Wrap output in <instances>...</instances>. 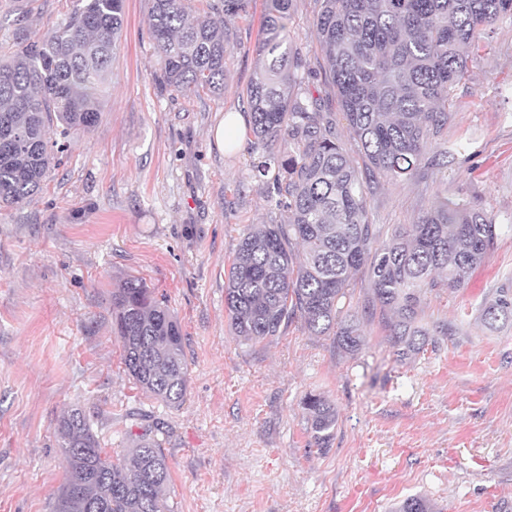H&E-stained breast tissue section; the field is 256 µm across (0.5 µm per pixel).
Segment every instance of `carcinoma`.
<instances>
[{"mask_svg": "<svg viewBox=\"0 0 512 512\" xmlns=\"http://www.w3.org/2000/svg\"><path fill=\"white\" fill-rule=\"evenodd\" d=\"M291 0H264L257 68L246 87L256 171L272 167V189L285 224H251L229 265L224 308L234 335L262 342L294 318L336 348L360 353L366 335L345 310L353 277L372 280L363 307L378 318L403 361L435 344L423 323V297L459 288L492 250L500 225L464 198L437 195L418 223L385 230L367 217L368 193L381 179L409 180L425 160L429 137L448 124L452 89L468 72L483 31L512 19V0H321L314 20L326 75L336 88L350 136L365 158L360 170L336 139V113L324 112L305 88V64L288 33ZM250 0H215L192 15L188 0H151L150 32L164 88L220 94L231 80L226 24L249 14ZM16 15L21 47L0 59V204L22 206L61 164L65 139L89 135L112 76L123 28V0H76L51 28L31 33ZM306 247L294 266L292 248ZM491 328L512 326V279L481 309ZM112 331L140 388L180 407L188 388L183 335L175 316L142 279L112 289ZM314 443L326 447L336 410L321 395L302 402ZM153 430L135 436L120 457L101 448L81 407L59 418L56 434L67 469L53 512H164L169 466ZM394 512H433L421 495Z\"/></svg>", "mask_w": 512, "mask_h": 512, "instance_id": "obj_1", "label": "carcinoma"}]
</instances>
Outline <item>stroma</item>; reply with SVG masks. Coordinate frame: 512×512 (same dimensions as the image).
<instances>
[{
	"instance_id": "1",
	"label": "stroma",
	"mask_w": 512,
	"mask_h": 512,
	"mask_svg": "<svg viewBox=\"0 0 512 512\" xmlns=\"http://www.w3.org/2000/svg\"><path fill=\"white\" fill-rule=\"evenodd\" d=\"M20 4L42 31L73 0H0V55L15 49ZM149 8L124 0L93 132L71 141L29 204H0V512H52L65 470L54 428L76 405L112 456L156 426L171 473L165 512H389L410 495L435 512H512V327L478 318L512 273V20L470 54L448 128L432 141L438 165L369 196L374 224L417 223L441 193L468 197L504 226L463 287L424 296L436 345L401 362L374 319L355 356L297 319L270 342L233 335L224 284L242 233L287 220L253 173L254 154L215 142L228 113L248 111L263 4L228 22L232 78L223 94L201 96L159 87ZM318 8L291 0L288 28L312 94L335 112ZM129 276L181 325L189 379L180 407L145 394L125 370L112 290ZM310 392L337 411L323 450L303 417Z\"/></svg>"
}]
</instances>
